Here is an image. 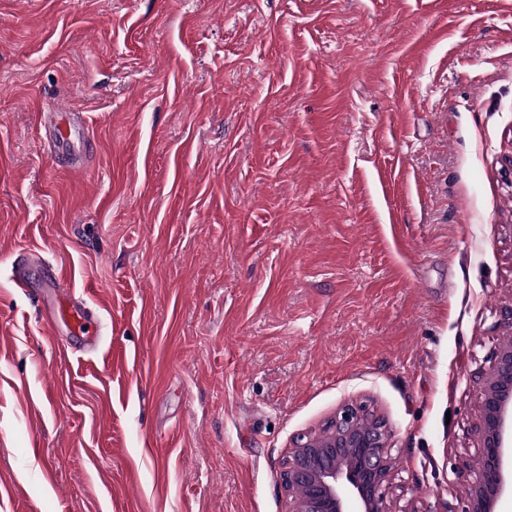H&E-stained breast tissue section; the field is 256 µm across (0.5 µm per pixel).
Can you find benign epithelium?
<instances>
[{"mask_svg":"<svg viewBox=\"0 0 512 512\" xmlns=\"http://www.w3.org/2000/svg\"><path fill=\"white\" fill-rule=\"evenodd\" d=\"M481 408L472 426L480 465L470 470L461 512H494L512 493V340L492 354L478 376ZM389 432L366 406L347 403L317 436H301L280 477L291 495L289 512H389Z\"/></svg>","mask_w":512,"mask_h":512,"instance_id":"benign-epithelium-1","label":"benign epithelium"}]
</instances>
